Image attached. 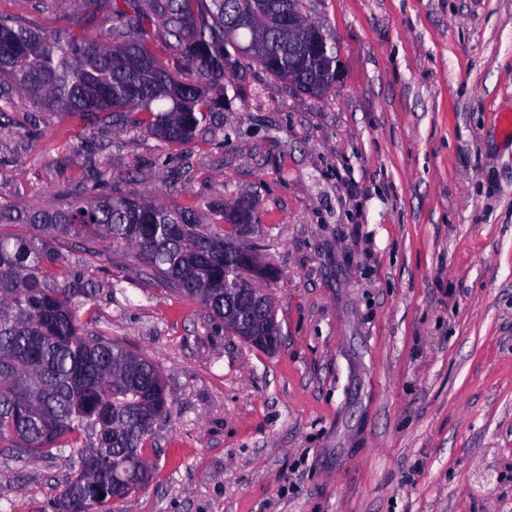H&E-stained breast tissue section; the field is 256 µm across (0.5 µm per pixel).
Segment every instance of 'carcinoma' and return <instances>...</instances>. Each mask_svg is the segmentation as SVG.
<instances>
[{
    "mask_svg": "<svg viewBox=\"0 0 512 512\" xmlns=\"http://www.w3.org/2000/svg\"><path fill=\"white\" fill-rule=\"evenodd\" d=\"M111 14L102 34H49L0 15V78L42 112H78L92 123L128 119L166 144L187 146L205 127L220 128L224 80L250 63L288 80V38L279 21L302 0H94ZM163 41L166 58L147 40ZM336 47L294 69L291 83L330 92ZM145 118L138 119L136 115ZM205 224L194 209L155 195L108 187L94 166L89 185L54 211L0 204L1 224H29V236L0 233V441L14 457L69 449L75 475L54 512H109L150 479L143 450L170 416L163 376L146 357L105 336L82 332L89 295L60 288L52 270L67 258L60 236L92 237L133 257L176 290L203 304L215 320L235 289L251 283L240 260L246 248L239 213L212 208ZM249 344L273 350L275 316L262 318Z\"/></svg>",
    "mask_w": 512,
    "mask_h": 512,
    "instance_id": "1",
    "label": "carcinoma"
}]
</instances>
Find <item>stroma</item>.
Listing matches in <instances>:
<instances>
[{"label":"stroma","instance_id":"1","mask_svg":"<svg viewBox=\"0 0 512 512\" xmlns=\"http://www.w3.org/2000/svg\"><path fill=\"white\" fill-rule=\"evenodd\" d=\"M342 77L321 97L259 65L220 135L172 147L123 122L0 106V202L52 210L88 161L126 191L244 235L274 352L91 238L59 237L81 322L161 371L171 415L150 482L112 512H512V0H304ZM72 6L0 13L81 34ZM66 454L0 449V512H53ZM256 334L253 336H267L265 338V341L263 343H257L255 340H248L245 339V341L252 346H255L257 348L263 349V350H273L277 347L279 340H280V327L279 324L276 321L275 315H268L262 318L261 323L256 329Z\"/></svg>","mask_w":512,"mask_h":512}]
</instances>
